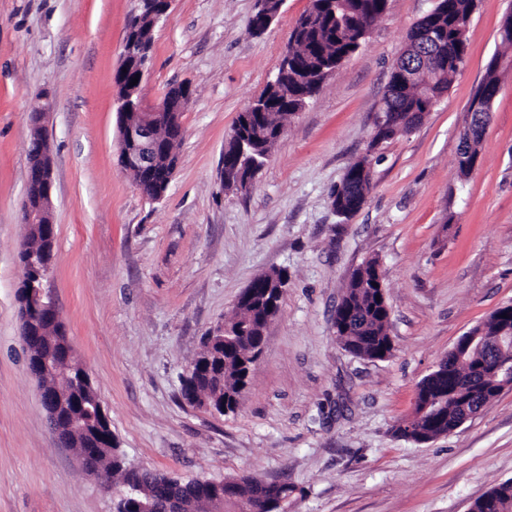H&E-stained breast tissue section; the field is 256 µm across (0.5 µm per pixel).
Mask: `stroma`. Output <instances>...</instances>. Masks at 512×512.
Here are the masks:
<instances>
[{
    "instance_id": "35a3bbf8",
    "label": "stroma",
    "mask_w": 512,
    "mask_h": 512,
    "mask_svg": "<svg viewBox=\"0 0 512 512\" xmlns=\"http://www.w3.org/2000/svg\"><path fill=\"white\" fill-rule=\"evenodd\" d=\"M310 0H286L260 35L256 0H172L154 31L145 109L191 84L179 160L145 198L118 163L113 75L139 0H0V512H114L116 488L86 474L51 431L20 338V208L29 115L51 107L55 298L128 465L184 480L251 476L296 489L288 512H467L512 478V389L454 432L396 435L418 383L460 336L512 304V71L503 72L480 161L457 169L468 102L512 0H477L463 69L412 132L373 144L377 111L411 26L433 0H388L360 48L293 115L247 189H224V140L278 69ZM374 159L349 220L332 196ZM377 260L392 356L336 339L350 274ZM287 269L280 311L239 408L189 404L181 376L203 336L259 274Z\"/></svg>"
}]
</instances>
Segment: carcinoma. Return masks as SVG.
Masks as SVG:
<instances>
[{
	"label": "carcinoma",
	"mask_w": 512,
	"mask_h": 512,
	"mask_svg": "<svg viewBox=\"0 0 512 512\" xmlns=\"http://www.w3.org/2000/svg\"><path fill=\"white\" fill-rule=\"evenodd\" d=\"M387 0H317L297 21L288 51L293 53L297 65L288 70H278L273 83L268 85L269 102L264 111L241 114L231 131V137L246 142V153L237 155L233 150L224 153V167L238 168L239 175L224 183L227 191L246 188L247 174L262 166L272 146L277 141L278 130L284 128L293 112L306 101L305 94L312 92V82L322 79L325 71L350 57L357 47L362 32L386 10ZM474 8V0H436L427 24L439 29L444 40L439 42L443 68L441 82L449 85L451 79L465 63L467 30ZM433 48L419 45L406 57L407 67L418 75L425 85L435 80L430 68ZM438 85H430L436 92ZM477 93L491 99L499 93L494 70L487 69ZM416 90L395 93L390 108L396 114L393 122L375 128L373 144L377 145L397 135L407 134L419 124L415 111ZM492 114H472V158L480 157L481 144ZM370 184L356 175H347L336 191L339 213L347 218L356 213L355 201L361 200ZM379 264L367 261L356 269L345 288L344 296L336 308L335 325L338 340L348 353L370 361L383 360L392 355L394 346L389 334L390 309L376 300L380 295L377 282ZM288 279V272L275 269L252 282V288L235 308V313L224 320L229 341L210 343L202 341V351L193 361L186 377L181 379L183 398L189 395L204 396L208 401L232 398L246 385L243 365L252 361L256 341L263 335L270 317L277 315L280 304L270 305L275 289ZM499 353L475 352L465 356L448 369V376L424 378L419 383V399L432 400L439 406L434 422L426 418H410L406 428L398 427L395 433L407 439L431 440L448 431V424L461 418L478 404H486L496 396L472 393L467 389H453L451 375L468 374L476 366L492 367ZM60 367L68 378L61 384L68 387L70 396L82 406L76 417L78 432L72 441L79 450H88L95 463L105 467L110 476L122 480L133 488L130 496L139 502H149L153 512H166L165 493L175 491L191 505L192 512H211L213 496L224 495V504L235 512H251L254 499L261 496L277 504L294 497L296 488L288 483H265L250 476L226 478L222 481L183 480L179 477L148 469H131L119 445L113 443L106 422L96 414L86 411L95 396V390L83 379L82 370L74 359H60ZM470 512H512V480L497 483L470 506Z\"/></svg>",
	"instance_id": "carcinoma-1"
}]
</instances>
